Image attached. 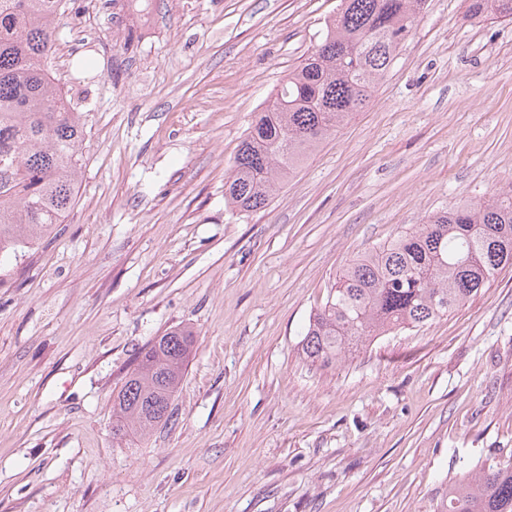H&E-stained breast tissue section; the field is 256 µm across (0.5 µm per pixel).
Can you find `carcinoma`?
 Wrapping results in <instances>:
<instances>
[{"label":"carcinoma","mask_w":512,"mask_h":512,"mask_svg":"<svg viewBox=\"0 0 512 512\" xmlns=\"http://www.w3.org/2000/svg\"><path fill=\"white\" fill-rule=\"evenodd\" d=\"M69 0H0V253L18 254L72 207L84 113L53 74ZM425 0H341L299 66L247 129L225 182L241 211L267 205L277 187L349 116L415 32ZM473 18L512 19V0H468ZM512 267V188L459 201L348 265L310 315L305 359L329 366L369 339L422 328ZM196 344L188 325L138 353L112 393V437L143 438L172 417L171 403ZM438 512H512V461L448 486Z\"/></svg>","instance_id":"cac0c4a2"}]
</instances>
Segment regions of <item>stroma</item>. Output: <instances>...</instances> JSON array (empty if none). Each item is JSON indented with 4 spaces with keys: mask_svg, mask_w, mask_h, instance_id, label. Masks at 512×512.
<instances>
[{
    "mask_svg": "<svg viewBox=\"0 0 512 512\" xmlns=\"http://www.w3.org/2000/svg\"><path fill=\"white\" fill-rule=\"evenodd\" d=\"M87 2L55 59L87 122L75 201L0 264V512H438L511 458L512 268L334 365L299 342L358 254L512 185V20L427 0L364 111L240 214L245 131L339 0H149L119 32ZM182 325L171 420L113 439V390Z\"/></svg>",
    "mask_w": 512,
    "mask_h": 512,
    "instance_id": "1",
    "label": "stroma"
}]
</instances>
